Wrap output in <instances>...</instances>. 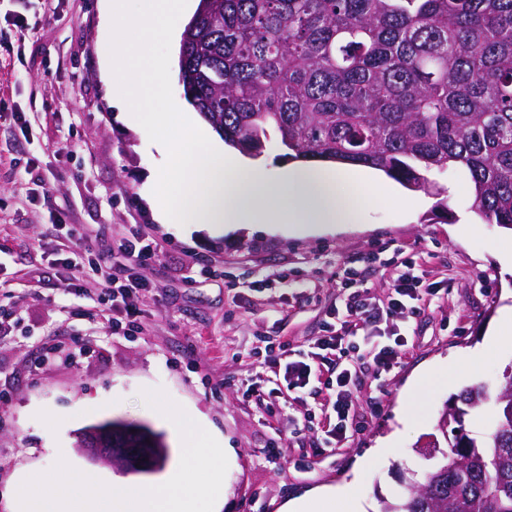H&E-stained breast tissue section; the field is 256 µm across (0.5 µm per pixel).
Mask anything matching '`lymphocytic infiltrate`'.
<instances>
[{
    "mask_svg": "<svg viewBox=\"0 0 512 512\" xmlns=\"http://www.w3.org/2000/svg\"><path fill=\"white\" fill-rule=\"evenodd\" d=\"M157 259L156 250L137 233L106 248L96 291L71 288L72 312H79L80 301L90 300L113 315L135 316L133 299L147 288L140 270ZM394 265L391 287L382 296L365 287L357 270H341L338 286L344 297L331 308L333 322L325 333L304 349L281 343L264 361L276 398L303 394L319 384L320 401L292 418L291 428L316 432L320 448L342 447L360 430L354 404L366 380H382L397 368L408 345L400 321L423 315L437 296L425 287L426 272L413 258H395Z\"/></svg>",
    "mask_w": 512,
    "mask_h": 512,
    "instance_id": "1",
    "label": "lymphocytic infiltrate"
}]
</instances>
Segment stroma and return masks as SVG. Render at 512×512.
Instances as JSON below:
<instances>
[{
    "instance_id": "stroma-1",
    "label": "stroma",
    "mask_w": 512,
    "mask_h": 512,
    "mask_svg": "<svg viewBox=\"0 0 512 512\" xmlns=\"http://www.w3.org/2000/svg\"><path fill=\"white\" fill-rule=\"evenodd\" d=\"M109 40L99 0H0V312L10 320L0 338V512H14L15 479L64 458L109 480L118 468L77 453L75 434L106 420L145 424L162 433L164 467L134 473L160 484L181 448L146 405L141 390H163L195 412L202 427L233 449L220 512H279L288 499L348 480L359 458L369 466L357 495L366 512H381L403 480L429 463L417 450L459 385L439 380L421 394L414 420L400 405L414 376L482 348L499 309L512 305V231L480 222L464 171L434 174L448 199L403 190L401 198L367 205L359 224L340 233L295 237L242 229L221 238L185 234L156 223L146 202L149 177L164 163L150 127L128 129L99 81ZM86 237L81 284L98 286L99 244L137 231L153 241L159 262L143 267L149 290L138 299L137 325L115 329L112 314L88 304L69 315L57 225ZM477 232H470V225ZM416 253L443 297L440 307L402 324L408 347L387 379L356 404L360 434L344 447L314 454L303 431L283 458L270 456L275 429L290 412L272 414L266 401L244 397L260 381L259 360L283 340L304 346L321 335L339 290L336 274L356 268L376 294H386L391 269L370 266L377 247ZM65 346L43 357L42 339ZM398 433L396 450L380 441Z\"/></svg>"
}]
</instances>
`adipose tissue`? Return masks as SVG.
<instances>
[{
	"label": "adipose tissue",
	"instance_id": "ef3b65f1",
	"mask_svg": "<svg viewBox=\"0 0 512 512\" xmlns=\"http://www.w3.org/2000/svg\"><path fill=\"white\" fill-rule=\"evenodd\" d=\"M137 18H130L125 0H101V11L111 33V45L101 56L100 79L121 120L132 127L150 122L154 145L167 157L166 165L151 176L148 198L154 219L161 224L192 225L222 235L241 224L283 228L292 235L340 231L357 223L369 197L396 194L395 186L378 175H366L345 165L288 167L271 177L248 159L226 151L223 142L198 121L194 113L172 100L167 87L174 72L171 58L147 54L144 43L174 41L177 26L172 14L187 17L195 0H140ZM512 335V306H503L484 351L465 362L423 371L402 404L414 416L415 393L441 378H472L485 350L501 346ZM364 463H357L353 480L324 487L287 502L281 512H309L318 501L321 512H365L355 497V480Z\"/></svg>",
	"mask_w": 512,
	"mask_h": 512
}]
</instances>
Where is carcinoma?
<instances>
[{
  "mask_svg": "<svg viewBox=\"0 0 512 512\" xmlns=\"http://www.w3.org/2000/svg\"><path fill=\"white\" fill-rule=\"evenodd\" d=\"M179 80L251 156L363 164L410 191L463 168L472 209L512 230V0H199ZM512 367L476 382L439 427L448 453L383 512H512ZM496 407L487 432L465 421ZM456 427H451V424Z\"/></svg>",
  "mask_w": 512,
  "mask_h": 512,
  "instance_id": "obj_1",
  "label": "carcinoma"
}]
</instances>
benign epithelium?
<instances>
[{
    "label": "benign epithelium",
    "instance_id": "obj_1",
    "mask_svg": "<svg viewBox=\"0 0 512 512\" xmlns=\"http://www.w3.org/2000/svg\"><path fill=\"white\" fill-rule=\"evenodd\" d=\"M76 448L97 464L117 463L125 468L153 469L155 456L150 451L154 438L142 428L121 421L97 423L76 434Z\"/></svg>",
    "mask_w": 512,
    "mask_h": 512
}]
</instances>
